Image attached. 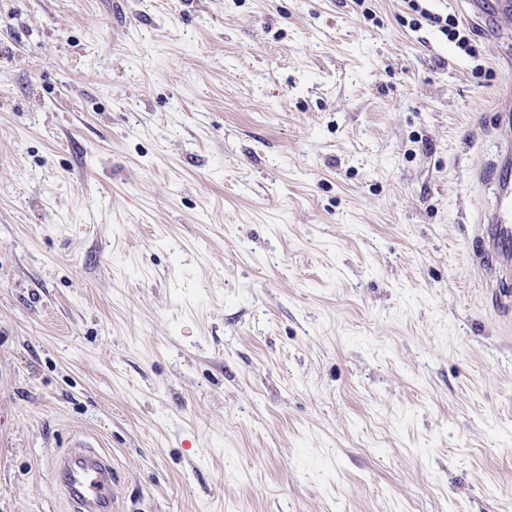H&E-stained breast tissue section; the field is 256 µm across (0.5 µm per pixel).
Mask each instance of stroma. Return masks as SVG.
Returning <instances> with one entry per match:
<instances>
[{
    "mask_svg": "<svg viewBox=\"0 0 512 512\" xmlns=\"http://www.w3.org/2000/svg\"><path fill=\"white\" fill-rule=\"evenodd\" d=\"M0 0V512H512L466 0ZM419 0H408L409 8L418 13L424 20L435 23L439 26L440 31L448 37V41L454 43L457 48L464 51L470 57H477L479 51L477 46L473 44L470 30L460 24L459 20L454 16L447 15L445 18L432 14L428 9L424 8ZM68 448L52 463L73 512H112L116 474L111 460L95 450L101 448L99 441L78 438Z\"/></svg>",
    "mask_w": 512,
    "mask_h": 512,
    "instance_id": "1",
    "label": "stroma"
}]
</instances>
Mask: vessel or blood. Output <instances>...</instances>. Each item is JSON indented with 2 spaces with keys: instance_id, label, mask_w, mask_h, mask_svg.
I'll use <instances>...</instances> for the list:
<instances>
[{
  "instance_id": "vessel-or-blood-1",
  "label": "vessel or blood",
  "mask_w": 512,
  "mask_h": 512,
  "mask_svg": "<svg viewBox=\"0 0 512 512\" xmlns=\"http://www.w3.org/2000/svg\"><path fill=\"white\" fill-rule=\"evenodd\" d=\"M467 2L474 15L489 16L493 24L512 22V0H499L490 12L485 10L484 0ZM498 156L499 168L481 173L482 180L494 188L498 205L482 216L474 254L491 271L494 308L506 317L512 315V180L504 172L512 168V136L502 138ZM98 446V440L78 438L53 460L73 512H112L114 507L115 469L110 459L98 453Z\"/></svg>"
}]
</instances>
